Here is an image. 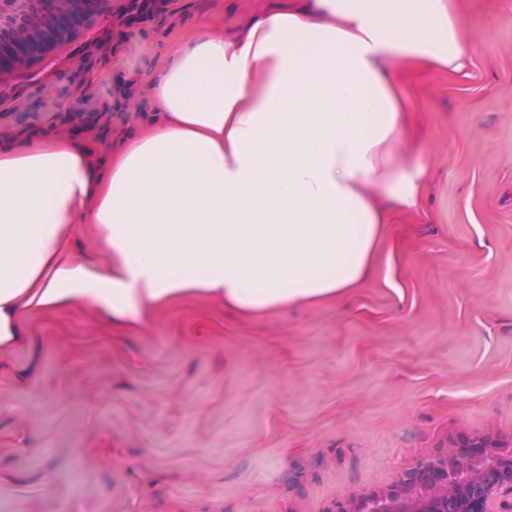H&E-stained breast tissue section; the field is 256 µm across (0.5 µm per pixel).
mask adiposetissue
<instances>
[{"instance_id":"obj_1","label":"adipose tissue","mask_w":512,"mask_h":512,"mask_svg":"<svg viewBox=\"0 0 512 512\" xmlns=\"http://www.w3.org/2000/svg\"><path fill=\"white\" fill-rule=\"evenodd\" d=\"M460 5L279 0L181 46L108 158L67 134L0 146V350L34 315L133 332L201 298L247 320L377 275L386 225L429 183L403 76L468 77Z\"/></svg>"}]
</instances>
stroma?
Masks as SVG:
<instances>
[{"label": "stroma", "instance_id": "35a3bbf8", "mask_svg": "<svg viewBox=\"0 0 512 512\" xmlns=\"http://www.w3.org/2000/svg\"><path fill=\"white\" fill-rule=\"evenodd\" d=\"M264 6L107 0L0 76V144L62 128L107 153L153 110L134 74ZM458 23L470 78L404 76L431 177L385 229L393 285L248 321L191 300L131 336L31 317L0 351V512H334L450 434L512 433V12Z\"/></svg>", "mask_w": 512, "mask_h": 512}]
</instances>
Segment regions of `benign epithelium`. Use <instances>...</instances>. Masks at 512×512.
Listing matches in <instances>:
<instances>
[{
  "label": "benign epithelium",
  "instance_id": "7a95c632",
  "mask_svg": "<svg viewBox=\"0 0 512 512\" xmlns=\"http://www.w3.org/2000/svg\"><path fill=\"white\" fill-rule=\"evenodd\" d=\"M93 0H0V72L34 61L71 34ZM336 512H512V434L451 435L385 489Z\"/></svg>",
  "mask_w": 512,
  "mask_h": 512
}]
</instances>
